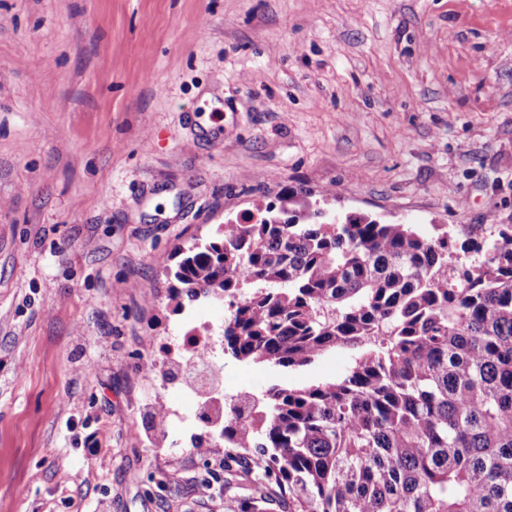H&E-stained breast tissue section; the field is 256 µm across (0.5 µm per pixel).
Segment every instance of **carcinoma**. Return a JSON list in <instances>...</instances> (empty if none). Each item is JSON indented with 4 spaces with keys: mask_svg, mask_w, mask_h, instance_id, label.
<instances>
[{
    "mask_svg": "<svg viewBox=\"0 0 512 512\" xmlns=\"http://www.w3.org/2000/svg\"><path fill=\"white\" fill-rule=\"evenodd\" d=\"M173 311L221 302L224 354L344 373L224 410V470L288 512H512V225L460 245L306 194L179 248Z\"/></svg>",
    "mask_w": 512,
    "mask_h": 512,
    "instance_id": "obj_1",
    "label": "carcinoma"
}]
</instances>
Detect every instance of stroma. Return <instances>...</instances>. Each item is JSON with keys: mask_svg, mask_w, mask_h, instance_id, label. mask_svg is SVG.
<instances>
[{"mask_svg": "<svg viewBox=\"0 0 512 512\" xmlns=\"http://www.w3.org/2000/svg\"><path fill=\"white\" fill-rule=\"evenodd\" d=\"M291 190L512 224V0H0V512H239L223 446L170 449L165 271Z\"/></svg>", "mask_w": 512, "mask_h": 512, "instance_id": "stroma-1", "label": "stroma"}]
</instances>
